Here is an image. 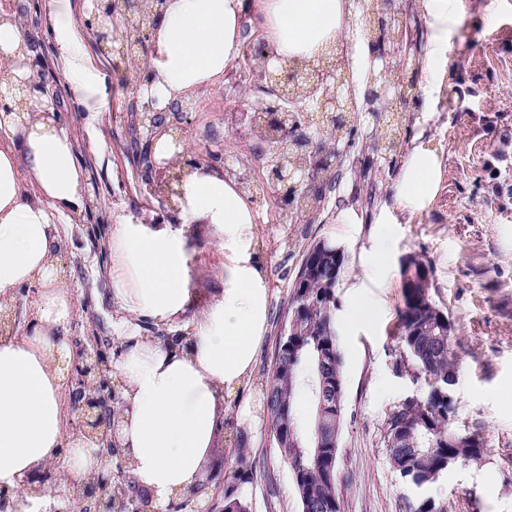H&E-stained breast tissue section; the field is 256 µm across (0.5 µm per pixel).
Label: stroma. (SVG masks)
Wrapping results in <instances>:
<instances>
[{
	"label": "stroma",
	"instance_id": "35a3bbf8",
	"mask_svg": "<svg viewBox=\"0 0 512 512\" xmlns=\"http://www.w3.org/2000/svg\"><path fill=\"white\" fill-rule=\"evenodd\" d=\"M54 0H28L18 19L36 42L38 82L54 87L52 110L76 145L86 183L83 205L60 217L67 251L62 281L72 304L69 336L94 331L119 356L126 337L163 332L188 337L211 301L224 289V237L205 220L182 223L165 201L143 193L138 154L146 140L130 107L140 99L138 77L151 57L138 50L113 61L96 51V17L76 15L84 47L104 73L102 112L84 111L60 69L49 16ZM463 13L448 23L453 54L444 81L419 80V97L407 109L401 144L381 156L370 143L388 118L358 115L354 147L339 177L325 192L315 223L285 211L281 185L273 182L275 147L250 124L266 96L238 74L194 94L199 106L180 125L188 145L184 159L219 167L235 184L256 189L250 197L255 224L253 256L269 288L265 338L253 375L224 405L221 429L201 476L205 492L180 495L169 512H222L224 491L237 467L233 439L245 432L251 456L260 461L254 482L241 490L252 512H299L290 471L277 455L259 382L270 362L304 249L319 240L340 246L344 279L365 298L382 300L376 325L336 331L343 355L345 411L339 473L342 512H402L404 498H432L448 512H512V0H463ZM366 23L352 15L350 86L366 89ZM420 144L440 161L438 190L415 213L396 208L394 195L404 162ZM387 215L388 224L378 223ZM170 224L180 233L194 303L174 324L160 328L125 312L112 298V227L121 221ZM388 242V260L366 273L368 256ZM415 254L432 269V300L452 319L457 359L453 429L479 434L487 453L478 463H456L435 483L405 485L393 473L381 438L383 423L400 401L422 398L426 389L395 373V336L404 306L400 263Z\"/></svg>",
	"mask_w": 512,
	"mask_h": 512
}]
</instances>
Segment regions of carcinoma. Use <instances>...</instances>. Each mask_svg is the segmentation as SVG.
I'll list each match as a JSON object with an SVG mask.
<instances>
[{
  "label": "carcinoma",
  "instance_id": "cac0c4a2",
  "mask_svg": "<svg viewBox=\"0 0 512 512\" xmlns=\"http://www.w3.org/2000/svg\"><path fill=\"white\" fill-rule=\"evenodd\" d=\"M154 4L148 0H109L107 16L120 19L125 32H138L142 47L150 40ZM382 36L394 45L412 42L410 52H421L419 29L401 32L389 22L378 27ZM279 102L270 100L267 107L252 115L255 127L275 145V162L293 168L306 163L315 143L278 139L280 128L270 125L266 117ZM357 109L345 113L347 127L336 125V119L315 130L318 144L336 137L354 136ZM345 254L339 246L319 240L309 246L292 283L286 312L288 331L279 339L266 370L265 408L270 416L273 437L281 459L288 463L300 512H342L339 488V442L344 418L345 384L342 355L334 328L336 287L344 272ZM431 267L416 255L410 256L408 267L400 268V276L416 272L415 287L404 289V309L396 328L402 351L395 360L399 374L414 381L435 378L443 385L454 376L455 360L448 336V320L439 316L438 306L430 297L431 277L421 271ZM327 384L333 392L332 408L320 414L319 393ZM308 396L315 413L306 420L299 411L298 396ZM454 405L448 390L429 388L422 402H407L394 407L384 421L382 439L388 460L396 477L403 484L427 485L436 481L442 471L458 462H478L487 452L482 438L470 432L452 428ZM328 425V437L323 447H316L315 434L319 419ZM295 426L290 436L287 427ZM247 437L244 433L234 440L241 452L239 469L234 473L235 484L224 491V512H252L251 501L237 492V484L251 483L255 465L247 457ZM406 512H446V506L433 499L407 501Z\"/></svg>",
  "mask_w": 512,
  "mask_h": 512
}]
</instances>
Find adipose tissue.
<instances>
[{"label":"adipose tissue","instance_id":"obj_1","mask_svg":"<svg viewBox=\"0 0 512 512\" xmlns=\"http://www.w3.org/2000/svg\"><path fill=\"white\" fill-rule=\"evenodd\" d=\"M51 27L55 61L85 111L103 106V75L82 50L72 0H55ZM456 0H425L432 35L429 79L451 52L448 19ZM263 38L278 62L303 60L335 44L348 0H256ZM246 0H163L152 29V56L140 95L155 111L193 91L216 85L239 56ZM35 51L17 15L0 18V61L6 89L26 107L0 109V298L39 285L28 332L0 339V487L18 489L38 464L64 460L70 477L93 468L91 449L66 445L61 392L71 350L64 334L72 318L69 294L53 256L62 239L57 216L78 208L85 183L73 140L53 120L48 92L37 87ZM436 151L417 146L399 179L396 204L413 213L437 191ZM36 192H29L28 184ZM179 210L224 230V291L216 297L186 345L130 336L113 364L120 382L119 446L134 482L153 496L155 512L196 485L214 435L220 400L236 395L251 377L266 331L269 293L252 258L254 217L230 180L204 166L186 168ZM111 294L120 307L167 325L190 301L187 263L169 224L114 225Z\"/></svg>","mask_w":512,"mask_h":512}]
</instances>
